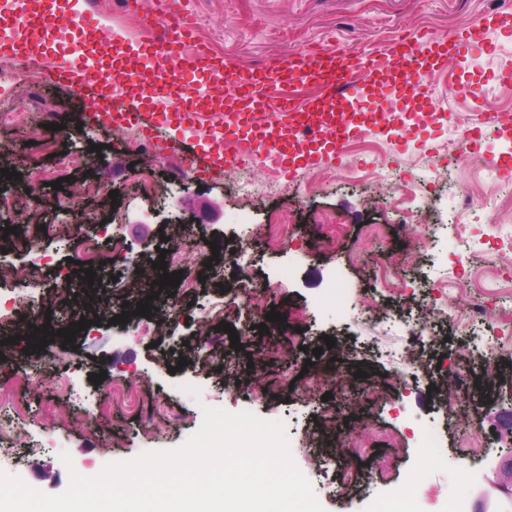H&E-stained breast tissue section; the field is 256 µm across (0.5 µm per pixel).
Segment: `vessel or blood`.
I'll use <instances>...</instances> for the list:
<instances>
[{"label":"vessel or blood","instance_id":"vessel-or-blood-1","mask_svg":"<svg viewBox=\"0 0 512 512\" xmlns=\"http://www.w3.org/2000/svg\"><path fill=\"white\" fill-rule=\"evenodd\" d=\"M488 24V19H481L452 40L428 33L399 38L382 61L364 52L343 50L301 55L258 72L224 64V130L243 133L256 150L275 152L286 169L324 149L343 152L352 137L374 126L373 120L356 112L360 99L377 91H412L424 108H432L431 97L421 89L422 77L441 70L448 55L467 58L494 53L495 45L486 38ZM113 43L111 64L87 56L77 46L69 66L55 70V78L69 79L79 96H95L104 107L103 118L113 127L139 128L164 149L177 145L167 135L171 128L205 126L212 109L187 74L193 68L215 69V57L204 52L185 56L173 44L163 51L152 42L133 49L118 36ZM160 55L176 81L172 96L126 87L124 73L130 59L152 60ZM302 85L315 89L316 97H301Z\"/></svg>","mask_w":512,"mask_h":512}]
</instances>
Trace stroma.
<instances>
[{
  "label": "stroma",
  "instance_id": "1",
  "mask_svg": "<svg viewBox=\"0 0 512 512\" xmlns=\"http://www.w3.org/2000/svg\"><path fill=\"white\" fill-rule=\"evenodd\" d=\"M167 3L136 0L124 11L117 0H83L82 11L98 37L119 33L137 45L143 19ZM182 7L196 17L199 41L243 70L284 61L310 44L378 55L397 36L448 38L512 9L504 0H182ZM486 35L498 44L493 54L449 61L446 73L427 77L444 115L440 124L419 131L409 119L398 129L380 122L351 139L341 158L313 159L279 179L260 161L215 173L186 168L175 151L143 154L128 130L96 124L92 101L72 96L65 83L46 81L35 90L0 74V108L29 114L26 127H0V192L25 201L21 216L0 215V227L13 229L0 261L45 268L22 290L35 307L22 327L48 320L63 329L84 315L83 299L58 301L54 279L69 275L73 290L83 289L74 262L103 224L124 245L97 285L99 306L113 314L149 292L152 264L175 226L194 228V239L181 244L179 268L200 278L192 294L160 293L139 320L112 325L100 318L76 334L74 347L54 335L39 352H28L25 338L0 347V421L15 425L0 441V471L60 494L71 473L93 477L110 462L180 447L208 406L283 422L293 460L324 512H391L405 496L417 512H448L470 462L461 437L477 428L501 459L491 486L511 496L512 447L499 421L512 409V357L487 386L448 384L452 376L481 375V337L512 331V271L498 262L512 247L506 193L448 149L458 123L477 118L484 126L476 149L493 143L499 171L512 167V142L488 124L494 113L512 111V86L497 81L501 70L512 69V39L493 27ZM452 80L481 88L480 98L449 91ZM36 99L60 114L62 129L44 128ZM74 154L84 156L85 166L70 164ZM9 170L15 179L6 178ZM146 176L156 186L150 196L140 188ZM89 177L118 195L88 199L87 221L74 227L59 205L64 192L46 181ZM243 178L261 193L242 194ZM409 187L416 192L413 210L399 202ZM475 195L484 209L470 208ZM281 216L289 241L274 251L265 226ZM48 225L55 235L44 234ZM242 238L249 254L240 266L227 256ZM216 252L226 258L219 280L207 276ZM287 269L292 278L266 293ZM246 283L257 290L251 306L226 317L240 349L231 348L230 331L213 328L201 338L210 300ZM477 299L481 321L458 328L457 315ZM272 311L281 320L267 322ZM419 319L428 334L418 343L410 330ZM328 336L335 347H326ZM357 363L366 377H354ZM96 374L101 383H93ZM326 395L336 420L324 424ZM426 430L436 433L429 450L419 446ZM64 452L72 466L61 461ZM342 468L355 473L354 483H339Z\"/></svg>",
  "mask_w": 512,
  "mask_h": 512
}]
</instances>
